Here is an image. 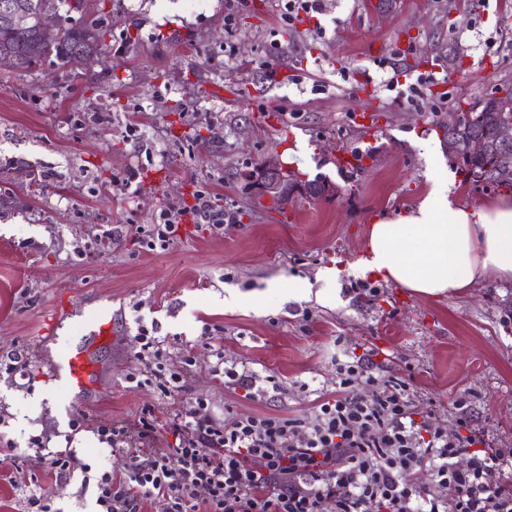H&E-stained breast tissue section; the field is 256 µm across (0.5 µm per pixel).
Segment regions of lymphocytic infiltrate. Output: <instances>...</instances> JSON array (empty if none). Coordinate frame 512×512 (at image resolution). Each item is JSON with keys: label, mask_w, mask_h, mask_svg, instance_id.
I'll list each match as a JSON object with an SVG mask.
<instances>
[{"label": "lymphocytic infiltrate", "mask_w": 512, "mask_h": 512, "mask_svg": "<svg viewBox=\"0 0 512 512\" xmlns=\"http://www.w3.org/2000/svg\"><path fill=\"white\" fill-rule=\"evenodd\" d=\"M220 234L234 216L208 191L191 206L163 209L149 245L168 248L187 215ZM145 382L162 400L185 392L184 375L166 368L161 338L139 331ZM374 386L372 399L356 386ZM449 432L434 413H418L407 383L386 380L356 355L336 356V387L305 414L217 415L198 398L159 416L103 427L100 440L122 456V476L97 482L101 512H137L153 500L161 512H512V448L486 449L460 421ZM466 466H458V458Z\"/></svg>", "instance_id": "obj_1"}]
</instances>
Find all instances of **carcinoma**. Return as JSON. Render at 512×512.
I'll return each instance as SVG.
<instances>
[{
    "label": "carcinoma",
    "mask_w": 512,
    "mask_h": 512,
    "mask_svg": "<svg viewBox=\"0 0 512 512\" xmlns=\"http://www.w3.org/2000/svg\"><path fill=\"white\" fill-rule=\"evenodd\" d=\"M27 6L30 23L28 27L18 32L4 25L0 20V68L16 71H25L36 65L39 60L52 53L65 66L77 69L82 66L83 60L102 51L103 44L99 30L92 27H71L60 32L59 38L52 43L40 42L39 27L43 17L56 14L59 6L65 0H21ZM39 44L35 58H30L28 48L32 44ZM494 95L483 98L481 111L472 114L470 124L471 132L484 139L488 151L475 156H465L457 163L460 171L468 168L476 169L487 174L485 186L512 187V174L509 182L499 179L498 173L503 169L512 171V144L502 145L496 140L498 126L502 122L503 113L495 111Z\"/></svg>",
    "instance_id": "cac0c4a2"
}]
</instances>
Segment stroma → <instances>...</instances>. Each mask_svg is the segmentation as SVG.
Segmentation results:
<instances>
[{
    "label": "stroma",
    "mask_w": 512,
    "mask_h": 512,
    "mask_svg": "<svg viewBox=\"0 0 512 512\" xmlns=\"http://www.w3.org/2000/svg\"><path fill=\"white\" fill-rule=\"evenodd\" d=\"M286 0H83L54 29L91 25L107 60L71 70L46 55L0 70V512H27L29 493L54 512H88L97 478L124 469L101 426L160 405L132 387L141 327L167 338L168 363L192 344L187 400L215 411L295 416L333 387L336 353L366 357L376 376L405 380L417 407L456 430L459 416L493 448H512V283L480 281L425 298L368 276L341 279L337 303L290 298L366 252L376 220L416 207L449 165V114L512 88V0H322L286 23ZM220 86L222 98L210 89ZM376 126L356 122L362 112ZM360 167L339 165V151ZM275 159L297 179L342 187L336 198L286 206L254 198L241 173ZM162 170L160 188L131 194L129 172ZM209 185L236 212L222 234L181 225L149 250L133 227ZM120 237L99 243L106 227ZM234 292L239 303L224 307ZM67 315L48 319L57 305ZM110 310L113 334L91 346L94 385L74 398L50 372L71 336ZM224 360L280 388L249 399L213 375L205 333ZM465 400L463 411L454 404ZM83 416L85 428L70 421ZM70 449L88 474L34 466L36 447Z\"/></svg>",
    "instance_id": "35a3bbf8"
}]
</instances>
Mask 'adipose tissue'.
I'll return each instance as SVG.
<instances>
[{
    "mask_svg": "<svg viewBox=\"0 0 512 512\" xmlns=\"http://www.w3.org/2000/svg\"><path fill=\"white\" fill-rule=\"evenodd\" d=\"M440 180L414 209L372 224L352 269L424 297L451 296L483 279L512 281V195L477 206L452 202Z\"/></svg>",
    "mask_w": 512,
    "mask_h": 512,
    "instance_id": "obj_1",
    "label": "adipose tissue"
}]
</instances>
